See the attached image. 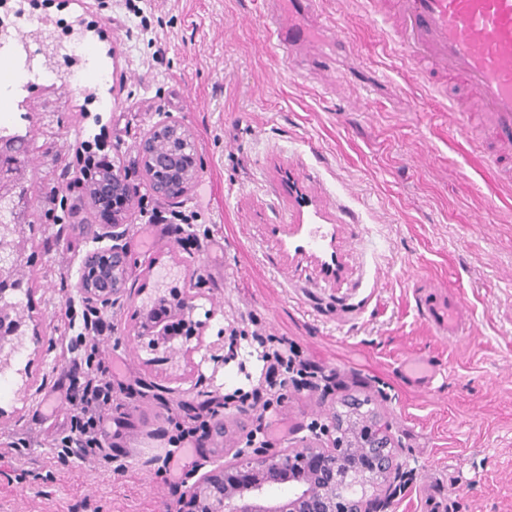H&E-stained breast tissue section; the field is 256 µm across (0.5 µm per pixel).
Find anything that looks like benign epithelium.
<instances>
[{"mask_svg": "<svg viewBox=\"0 0 512 512\" xmlns=\"http://www.w3.org/2000/svg\"><path fill=\"white\" fill-rule=\"evenodd\" d=\"M20 53L25 55V66L32 68L33 61L47 68L57 63L58 44L48 22L33 29L21 40ZM166 127L171 135L191 136L180 120L168 114L155 128ZM141 161L148 165L153 179L154 192L163 197L185 195L197 176L195 167L185 168L180 162V151L163 138L146 135L137 143ZM16 143L0 142V203L16 213L20 204L16 194L17 183L24 174L9 168L6 160L16 156ZM121 187L105 182L98 188L108 197L133 195V185L121 170ZM110 231L96 234V239L109 238L112 245L88 252L79 270L77 288L89 304H108L125 292L123 288L100 289L87 284L83 274L89 262L100 257L112 258L113 274L128 278L130 263L128 253L121 244L122 234L117 232V219L109 224ZM12 241L0 239V265L9 263L21 254L24 241L21 237V220H13ZM22 291L13 276L0 273V346L17 338L21 323L11 316L13 305L10 296ZM198 295L191 288H184L179 295L180 304L156 312L148 324L151 333L162 335L169 316L191 317L197 308ZM206 350L202 361L226 365L231 358L220 355L224 346L213 343L204 345L198 340L188 350L193 354ZM325 435L328 442L317 446L303 439L300 446L282 453L259 450L247 462L229 461L200 475L182 498L179 512H386L402 478L398 452L387 430L381 426L358 425L356 431L346 429L345 423L333 422ZM364 487L356 498L347 496L344 487L349 481Z\"/></svg>", "mask_w": 512, "mask_h": 512, "instance_id": "1", "label": "benign epithelium"}]
</instances>
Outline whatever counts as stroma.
Segmentation results:
<instances>
[{"label":"stroma","instance_id":"1","mask_svg":"<svg viewBox=\"0 0 512 512\" xmlns=\"http://www.w3.org/2000/svg\"><path fill=\"white\" fill-rule=\"evenodd\" d=\"M136 2L143 16L124 0L8 3L23 11L20 31L48 18L62 40L80 33L82 56L60 60L49 79L12 75L9 119L27 137L36 191L25 231L32 293L15 297L29 306L27 337L0 370V406L19 411L0 422V447L32 443L21 462L0 461V512H175L179 492L144 457H165L182 403L247 387L259 363L247 338L238 363L218 369L193 366L179 342L150 345L140 313L169 270L200 293L206 341L253 312L336 374L332 394L289 392L279 450L366 397L414 475L389 512H427L432 497L439 512H512V195L498 190L491 157L416 85L366 0H319L316 14H297L312 40L297 74L265 36L271 0ZM165 113L192 133L199 170L176 199L151 191L135 150ZM101 136L136 188L118 221L137 294L100 308L112 318L103 348L133 388L106 422L126 469L77 461L54 472L52 441L69 417L65 310L101 228L75 151ZM143 198L163 222L146 224ZM177 211L195 212L211 238L183 246L169 222ZM311 226L333 241L340 278L322 273L316 250L295 253ZM424 281L461 294L464 336H437L420 317ZM413 356L437 365L430 388L403 379ZM23 369L34 387L22 402ZM219 421L223 434L196 449L189 470L230 460L256 415L227 409Z\"/></svg>","mask_w":512,"mask_h":512}]
</instances>
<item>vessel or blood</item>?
Instances as JSON below:
<instances>
[{
    "label": "vessel or blood",
    "mask_w": 512,
    "mask_h": 512,
    "mask_svg": "<svg viewBox=\"0 0 512 512\" xmlns=\"http://www.w3.org/2000/svg\"><path fill=\"white\" fill-rule=\"evenodd\" d=\"M416 73L437 88H459L476 101L484 125L465 124L494 155L500 186L512 188V0H368ZM268 39L290 53L304 35L279 20ZM421 317L442 337L462 335L461 299L432 288L415 292Z\"/></svg>",
    "instance_id": "b4317fda"
}]
</instances>
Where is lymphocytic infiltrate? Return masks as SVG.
<instances>
[{
  "label": "lymphocytic infiltrate",
  "instance_id": "lymphocytic-infiltrate-1",
  "mask_svg": "<svg viewBox=\"0 0 512 512\" xmlns=\"http://www.w3.org/2000/svg\"><path fill=\"white\" fill-rule=\"evenodd\" d=\"M67 318L79 325L76 334L69 336L66 342L71 356L66 390L71 414L66 428L54 438L53 460L55 465L64 467L74 460L93 459L100 467L108 469L113 458L106 452L109 441L104 424L116 401V375L111 361L102 357L99 343L109 325L103 319L78 318L72 305L67 308ZM241 333L251 337L261 348L262 373L251 390L225 395L222 406L240 411L258 407L270 415L287 399L289 390L319 387L327 394L334 390L335 376L324 374L317 364L302 358L297 346L286 338L264 333L258 316H249ZM218 409L213 400L207 399L192 414L170 417L174 433L169 438L170 448L161 469L166 481L175 484L183 479L182 458L206 438Z\"/></svg>",
  "mask_w": 512,
  "mask_h": 512
}]
</instances>
